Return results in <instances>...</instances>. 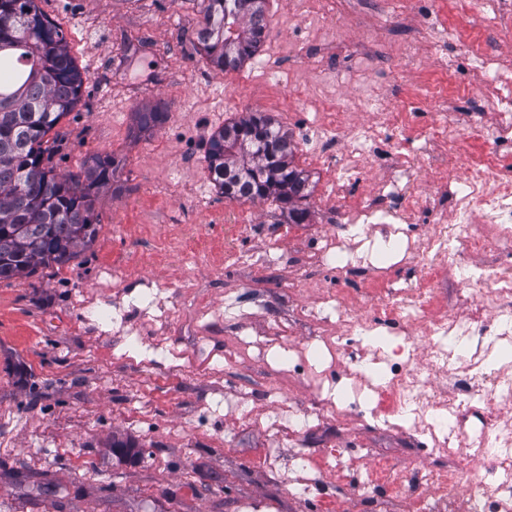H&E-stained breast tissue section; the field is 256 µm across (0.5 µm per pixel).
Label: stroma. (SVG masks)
Returning a JSON list of instances; mask_svg holds the SVG:
<instances>
[{
  "mask_svg": "<svg viewBox=\"0 0 512 512\" xmlns=\"http://www.w3.org/2000/svg\"><path fill=\"white\" fill-rule=\"evenodd\" d=\"M65 31L85 76L81 102L54 128L57 173L78 172L88 157H121L116 188L96 201L101 229L91 250L63 267L0 281V512H425L437 493L416 474L460 471L462 482L490 468L426 454L408 415L388 417L352 384L371 361L364 333L344 337L334 367L337 388L317 391L305 373H278L262 352L279 342L319 344L335 318L324 289L364 302L384 277L415 282L411 254L352 279H330L307 258L311 240L353 241L324 195L326 172L294 164L308 177L306 223L281 205L209 194L201 182L210 134L248 112L280 121L293 142L302 125L292 109L312 100L305 73L320 67L327 85L365 72L360 87L337 86L345 105L372 95L379 109L420 90L431 111L473 112L486 101L477 72L449 83L448 56L481 52L512 64V29L487 31L477 13L441 7L430 16L403 0H346L340 19L289 24L299 0H267L268 24L256 59L220 72L193 42L201 0H37ZM162 108L166 120L136 129L137 113ZM274 228L271 236L242 223ZM245 250L224 262L225 244ZM508 253H469L440 270L439 302L472 307L462 278ZM94 301L121 324L86 318ZM248 331L252 349L238 348ZM337 415H320L322 400ZM315 413L312 428L269 431L280 403ZM129 443L115 450L113 440ZM392 481L383 498L365 495L378 464Z\"/></svg>",
  "mask_w": 512,
  "mask_h": 512,
  "instance_id": "35a3bbf8",
  "label": "stroma"
}]
</instances>
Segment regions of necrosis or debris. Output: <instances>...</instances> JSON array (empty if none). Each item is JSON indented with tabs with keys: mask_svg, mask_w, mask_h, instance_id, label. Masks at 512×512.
Listing matches in <instances>:
<instances>
[{
	"mask_svg": "<svg viewBox=\"0 0 512 512\" xmlns=\"http://www.w3.org/2000/svg\"><path fill=\"white\" fill-rule=\"evenodd\" d=\"M498 134L487 152L471 156L465 168L450 164L459 152L464 134L455 115L429 118L417 96H409L403 112H380L381 119L360 125L347 136L339 160L325 151L303 145L302 152L311 165L329 169L336 191L330 199L340 213L341 223L415 224L429 211L443 213L431 233L412 243L410 250L421 262L422 274L408 294L393 291L378 300L357 306L340 289H329L323 307L335 312L338 335H327L323 346L335 353L341 339L357 330L368 331L404 321L417 322L421 338L408 349L406 360L392 363L389 380L382 384L367 383L366 388L384 403L388 415L406 412L413 429L425 436L431 455L465 456L481 460L496 469L494 482H472L462 503L464 512H512V427L490 428L487 420L494 408L512 401V365L487 370L484 354L463 355L455 345H444L446 337L456 341L470 335L469 324L461 316L436 304V278L444 264H457L465 253L484 252L492 247L512 248V97L499 95L496 105ZM427 122V140L438 156L447 160L439 172V190L429 195L411 184L390 186L399 204L393 208L374 205L348 195L347 187L358 179L369 158L385 161L397 159L406 171L419 164L418 155L405 152L393 142L395 129L414 127ZM476 291L477 311L492 315L496 321L488 351L512 343V266L476 268L467 282ZM426 353L425 363H418L419 353ZM442 372L449 377H464L466 397H446L430 383L431 374Z\"/></svg>",
	"mask_w": 512,
	"mask_h": 512,
	"instance_id": "4bbe7bcc",
	"label": "necrosis or debris"
}]
</instances>
